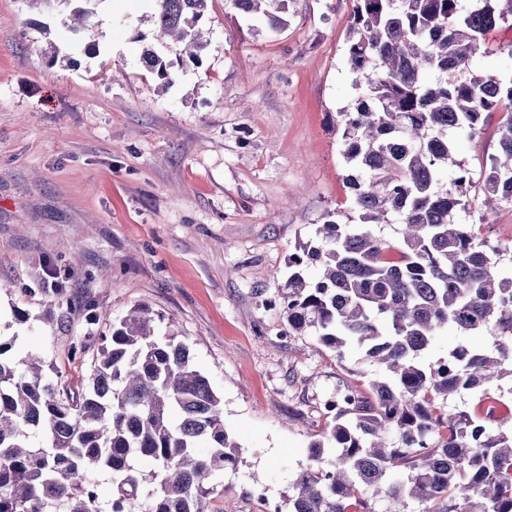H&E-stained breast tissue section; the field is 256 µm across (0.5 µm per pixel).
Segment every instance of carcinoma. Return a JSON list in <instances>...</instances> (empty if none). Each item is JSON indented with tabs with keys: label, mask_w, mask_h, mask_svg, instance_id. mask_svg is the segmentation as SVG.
I'll return each mask as SVG.
<instances>
[{
	"label": "carcinoma",
	"mask_w": 512,
	"mask_h": 512,
	"mask_svg": "<svg viewBox=\"0 0 512 512\" xmlns=\"http://www.w3.org/2000/svg\"><path fill=\"white\" fill-rule=\"evenodd\" d=\"M50 1L79 41H95L102 0H29ZM153 2L160 42L141 60L168 86L201 62L209 0ZM231 2L283 25L286 0ZM508 15L512 0H356L346 55L363 93L336 126L359 223L327 220L289 256L280 307L286 333H312L340 359L362 348L382 373L327 404L332 419L309 446L288 512H377L380 501L383 512H408L411 500L423 512H512V431L446 406L512 377V266L501 262L512 250L455 222L473 179L450 137L473 139L501 114L481 178L486 205L512 203V79L472 70L484 35ZM376 224L400 225L397 240ZM154 321L137 306L112 323L79 393L49 380L40 360L19 369L0 343V512H207L211 481L236 469L238 444L187 345L158 336ZM447 329L462 342L422 363ZM101 475L112 481L107 504Z\"/></svg>",
	"instance_id": "carcinoma-1"
}]
</instances>
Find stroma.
<instances>
[{
	"mask_svg": "<svg viewBox=\"0 0 512 512\" xmlns=\"http://www.w3.org/2000/svg\"><path fill=\"white\" fill-rule=\"evenodd\" d=\"M355 0H288L272 31L231 0L208 6L198 68L160 87L141 61L148 0H103L95 50L61 15L0 0V342L82 390L85 336H107L136 305L179 336L224 404L239 445L209 512H256L261 487L286 503L323 405L378 373L285 335L288 257L329 215L353 216L336 115L358 92L346 63ZM51 30L42 36L34 26ZM477 71L512 78V20L484 37ZM512 246V204L458 211ZM90 298L96 318L66 306Z\"/></svg>",
	"mask_w": 512,
	"mask_h": 512,
	"instance_id": "35a3bbf8",
	"label": "stroma"
}]
</instances>
